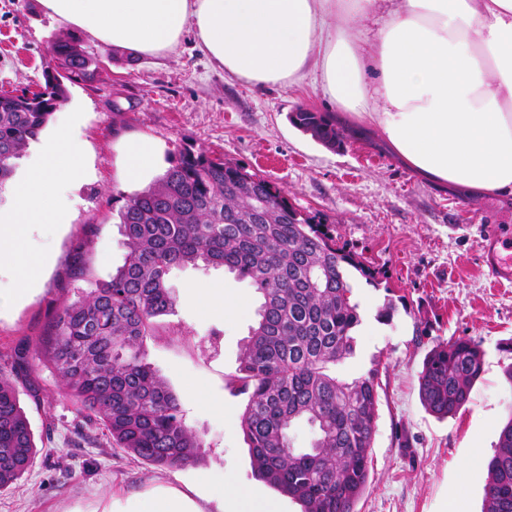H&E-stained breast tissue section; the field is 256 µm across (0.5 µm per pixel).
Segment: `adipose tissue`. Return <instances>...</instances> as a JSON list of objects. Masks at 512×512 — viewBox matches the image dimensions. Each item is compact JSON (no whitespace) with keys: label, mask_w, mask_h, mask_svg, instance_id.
Wrapping results in <instances>:
<instances>
[{"label":"adipose tissue","mask_w":512,"mask_h":512,"mask_svg":"<svg viewBox=\"0 0 512 512\" xmlns=\"http://www.w3.org/2000/svg\"><path fill=\"white\" fill-rule=\"evenodd\" d=\"M76 32L135 57H161L186 30L226 75L257 86H288L318 74L355 130L380 129L389 150L427 180L469 196L512 198V0H38ZM382 15L376 34L356 36ZM79 109L34 151L0 208V258L14 292H33L48 257L28 249L34 225L68 224L72 192L89 172L76 131ZM159 163L155 143L129 141L125 176L138 181ZM207 495L160 485L112 499L108 512H277L208 480Z\"/></svg>","instance_id":"1"}]
</instances>
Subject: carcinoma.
<instances>
[{
    "mask_svg": "<svg viewBox=\"0 0 512 512\" xmlns=\"http://www.w3.org/2000/svg\"><path fill=\"white\" fill-rule=\"evenodd\" d=\"M101 62L72 37L52 41L36 92L0 94V187L67 97L65 82L102 81ZM293 124L327 147L342 135L319 112L299 109ZM124 257L105 277H80L73 299L54 314L48 338L14 350L23 369L48 362L82 415L112 447L157 468L198 461L204 443L180 403L147 361L153 320L174 312L170 274L189 264L222 267L262 296L235 374L226 386L248 397L241 426L254 476L301 512H355L367 489L378 417L379 364L352 380L336 366L353 356L361 323L346 270L371 283L383 272L336 243L334 229L294 208L267 180L204 152L181 148L147 189L121 196ZM483 370L472 339L434 345L419 375L425 409L439 419L466 408ZM315 431L298 448L290 429ZM38 450L19 392L0 378V489L17 484ZM485 512H512V414L486 464Z\"/></svg>",
    "mask_w": 512,
    "mask_h": 512,
    "instance_id": "1",
    "label": "carcinoma"
}]
</instances>
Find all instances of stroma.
<instances>
[{
  "label": "stroma",
  "instance_id": "1",
  "mask_svg": "<svg viewBox=\"0 0 512 512\" xmlns=\"http://www.w3.org/2000/svg\"><path fill=\"white\" fill-rule=\"evenodd\" d=\"M68 32L38 0H0V92L35 88L52 40ZM79 44L108 72L102 82L67 86V105L82 111L79 135L93 178L77 190L70 224H43L30 235L29 248L52 257L41 291L0 311V373L18 385L36 443L51 455L37 458L16 487L0 490V512H94L112 491L194 487L207 471L249 497L276 502L279 512H300L252 472L240 424L247 398L232 395L226 380L261 297L223 268L174 270L175 311L158 317L159 333L147 340L149 362L205 443L197 464L161 470L112 448L102 435L75 446L77 412L60 378L38 361L28 373L12 366L13 350L40 341L52 315L71 300L78 274L102 277L121 264L114 197L141 190L122 173L124 144L139 136L157 144L162 171L188 147L258 174L295 208L332 225L338 244L382 269L378 283L357 274L350 280L361 323L353 357L336 367L346 380L380 367L369 482L357 512H482L486 462L512 411V384L504 376L512 364V286L489 284L477 228L512 225V204L423 180L376 129L345 133L333 150L316 142L290 119L300 108L333 113L314 76L285 88L253 86L226 76L190 32L158 59H133L85 37ZM210 287L223 289L231 312L207 314L187 301L190 289ZM458 337L480 345L483 372L466 408L439 420L420 402L418 376L436 342ZM33 387L41 405L28 397ZM203 398L223 411L201 408Z\"/></svg>",
  "mask_w": 512,
  "mask_h": 512
}]
</instances>
